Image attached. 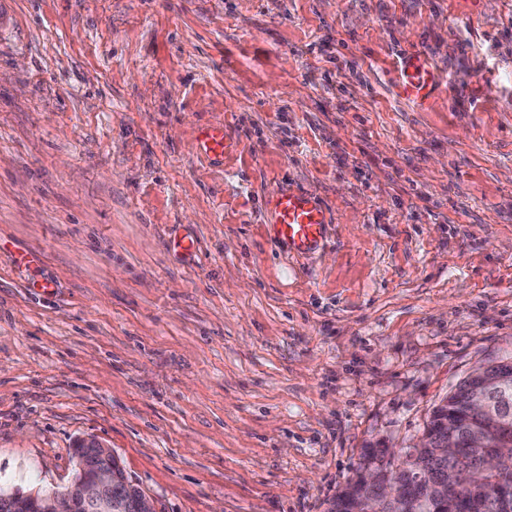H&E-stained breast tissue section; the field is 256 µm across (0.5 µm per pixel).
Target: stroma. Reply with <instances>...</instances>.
<instances>
[{
    "label": "stroma",
    "instance_id": "1",
    "mask_svg": "<svg viewBox=\"0 0 512 512\" xmlns=\"http://www.w3.org/2000/svg\"><path fill=\"white\" fill-rule=\"evenodd\" d=\"M10 3L0 489L65 491L93 437L157 512H328L512 355V0ZM212 124L236 154H193ZM288 185L331 214L313 254L267 238ZM397 93L421 111H427L440 93L444 80L425 54L418 49L406 50L397 62ZM363 467V465L360 466L355 475L348 479L342 490L339 491L336 494V497L332 499L328 512H352L354 505L348 493L349 488H353L359 497L368 498L372 493H374V490L362 482L360 478V472L362 471Z\"/></svg>",
    "mask_w": 512,
    "mask_h": 512
}]
</instances>
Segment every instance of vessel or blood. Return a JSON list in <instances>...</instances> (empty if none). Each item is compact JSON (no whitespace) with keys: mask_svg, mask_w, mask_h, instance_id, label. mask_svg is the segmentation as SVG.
Masks as SVG:
<instances>
[{"mask_svg":"<svg viewBox=\"0 0 512 512\" xmlns=\"http://www.w3.org/2000/svg\"><path fill=\"white\" fill-rule=\"evenodd\" d=\"M397 72L398 95L419 110H429L444 80L425 54L418 49L404 51ZM237 149V141L220 124L202 127L193 143L196 155L211 158L231 156ZM328 222L326 206L300 189H281L267 202L266 226L271 240L294 254L313 252L322 242Z\"/></svg>","mask_w":512,"mask_h":512,"instance_id":"obj_1","label":"vessel or blood"}]
</instances>
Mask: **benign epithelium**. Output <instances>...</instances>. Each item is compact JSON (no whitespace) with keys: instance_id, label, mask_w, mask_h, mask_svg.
<instances>
[{"instance_id":"7a95c632","label":"benign epithelium","mask_w":512,"mask_h":512,"mask_svg":"<svg viewBox=\"0 0 512 512\" xmlns=\"http://www.w3.org/2000/svg\"><path fill=\"white\" fill-rule=\"evenodd\" d=\"M474 381L470 403L487 417L490 429L502 434V451L512 454V417L503 408L502 400L512 393V376L497 363L487 364L471 374ZM435 456L448 455V449L458 447L454 439L428 434L418 444ZM79 462L78 474L62 495L14 493L0 498V512H156L153 501L144 491L118 495L114 488L128 485L126 476L111 448L95 438H82L75 444ZM361 477L376 484V494L369 502L367 512H386V507L397 503L410 512H429L434 504L446 505V488L441 481L429 482L422 494H407L400 481L378 478L365 470Z\"/></svg>"}]
</instances>
